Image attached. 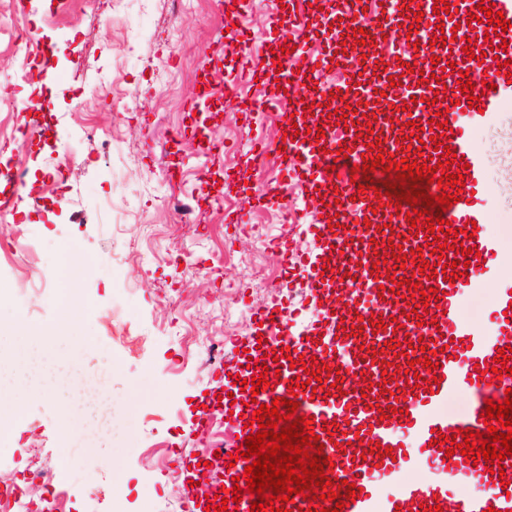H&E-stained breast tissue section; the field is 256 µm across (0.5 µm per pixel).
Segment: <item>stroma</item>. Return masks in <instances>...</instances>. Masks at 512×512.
<instances>
[{"label":"stroma","mask_w":512,"mask_h":512,"mask_svg":"<svg viewBox=\"0 0 512 512\" xmlns=\"http://www.w3.org/2000/svg\"><path fill=\"white\" fill-rule=\"evenodd\" d=\"M329 0H0V10L43 22L58 53L39 81L18 77L19 59L0 33V128L29 124L39 136L11 156L29 172L34 198L0 210V318L44 331L60 309L80 314L64 339L75 352L56 390L31 379L10 397L19 412L0 431L2 493L29 472L55 488L48 512H185L199 499L174 461V448L212 457L238 440L234 416L215 407L234 378L241 341L258 335L257 315L279 302L292 331L314 322L322 300L307 287L310 269H284L275 249L288 238L303 256L318 239L303 225L277 222L285 206L267 196L283 175L275 163L254 167L246 145L278 148L295 112L265 109V71L277 20L317 15ZM252 35L249 50L231 48L227 11ZM117 101L90 97L102 78ZM210 97L188 112L202 78ZM204 126L219 155L175 146L172 131L189 119ZM79 155L56 171L60 149ZM176 177L164 195L156 185ZM498 261L512 267V192L489 196ZM244 213L229 225L224 216ZM248 310L232 317L227 284ZM141 337L140 350L128 339ZM208 407V428L194 414Z\"/></svg>","instance_id":"obj_1"}]
</instances>
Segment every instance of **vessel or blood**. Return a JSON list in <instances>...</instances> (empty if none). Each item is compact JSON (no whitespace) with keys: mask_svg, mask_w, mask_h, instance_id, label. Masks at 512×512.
Wrapping results in <instances>:
<instances>
[{"mask_svg":"<svg viewBox=\"0 0 512 512\" xmlns=\"http://www.w3.org/2000/svg\"><path fill=\"white\" fill-rule=\"evenodd\" d=\"M449 13L438 16L435 0H422L419 10L401 9L398 0H390L388 12L368 22L366 36L375 41L396 42L406 39L418 41L419 48L399 57L380 50L377 66L384 76L396 82L394 94L382 98L371 97L364 64H353L348 83L330 87V94L350 106L371 107L376 113L369 135L344 133L341 137L317 136L322 126V113L306 117L305 131L288 135L285 146L287 158L280 167L284 179L272 187V196L282 195L287 183L303 176L314 192L313 202L330 204L337 214L336 227L327 224L312 225L313 235L321 236L323 253L337 254V262L325 265L321 261L310 264L312 274L309 288L325 295V311L314 332L309 336H296L293 343L299 351L317 355L324 344L339 346L335 373L330 380V393L298 389L297 411L313 420V432L323 444L324 456L334 463L330 474L334 486L354 480L361 489L355 503L341 512H422L423 507L440 503L444 512H512V457L501 463L508 482L500 484L491 478L485 461L467 463L464 456H445L434 439L452 437L457 430L483 429L482 415L486 399L501 400L506 389L512 388V376L492 380L490 374L477 370L480 363L493 360L499 349L512 348V271L496 264L499 245L486 227L492 218L483 201L491 188L487 174L495 165L493 154L475 150L468 129L473 125L493 126L502 112L512 108V83L499 73V57L490 51L484 37L493 31L490 22L468 24L467 17L477 11V0H448ZM366 0H334L329 18L335 23L337 38H344L348 25L363 17ZM444 21L446 29L456 30L450 46L439 49L442 65L448 66L445 84L431 82L433 63L426 37L437 21ZM475 42L477 51L483 52L482 61L466 57L467 42ZM468 72L473 85L489 83L479 108L461 109L457 99L462 93L458 80L461 72ZM285 100H300L308 94L317 79L315 64L304 56L285 55L280 73ZM443 91L442 101H435L436 91ZM441 117L453 129L447 137L450 153L463 157L467 167L463 172L466 185L459 198L444 212V219L453 227L475 221L477 230L465 239L464 249L476 250L465 275L446 281L442 270L456 260L455 251L438 256L430 247L433 233L424 224H411L406 208L389 204L380 206V197L374 192H359L346 173L333 168V151L343 150L351 162L370 164V151L382 146L387 158L404 157L403 140L410 134L428 139L429 131H414L407 126V118L425 122ZM368 215L369 225H351V212ZM384 226L387 241L375 245L373 237L377 226ZM421 249L422 258L430 264L429 271H420L416 264L398 268L396 258L409 257L412 250ZM387 260L385 268H376L379 260ZM399 281L398 291L387 289L388 278ZM436 288L439 300L428 304V323H421L414 311L415 303L407 298L409 283ZM496 285L498 296L493 308L497 315L494 335L484 334L476 320L466 311L463 294L470 289ZM276 307L262 314V321L273 324V333L263 340H250L246 347L252 357L243 361L240 378L259 375L262 368L279 370L278 378L258 396L250 392L238 393L235 413L244 421L239 428L238 450H245L244 439L250 431L246 424L253 411L247 408L250 399L272 405L274 399L286 396L287 386L302 373L301 367L291 366L286 359L265 360V353L280 350L288 327L273 321ZM398 346L401 357L397 367L379 375L377 350L384 345ZM429 358L430 366H420L422 358ZM415 360L414 368L420 381L407 383L405 372L408 360ZM468 398L465 412L456 411L452 403ZM409 429L422 456L437 462L449 479L480 484L477 492L462 491L452 496L448 486L440 481L418 480L397 483L391 497L377 502L373 481L376 474L396 475L402 465L411 462L408 449L402 448L397 427Z\"/></svg>","mask_w":512,"mask_h":512,"instance_id":"b4317fda","label":"vessel or blood"}]
</instances>
